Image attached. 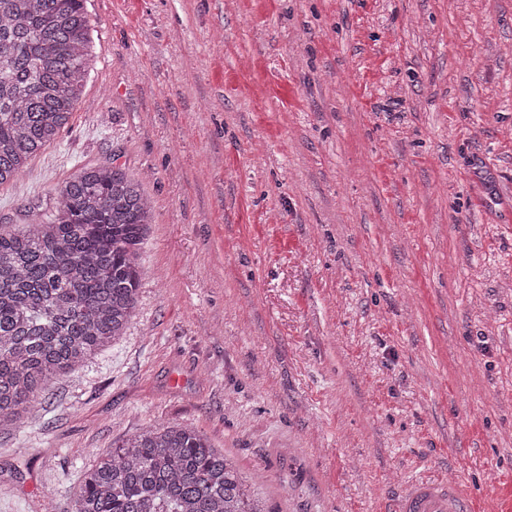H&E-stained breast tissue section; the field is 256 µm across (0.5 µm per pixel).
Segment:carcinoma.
<instances>
[{
  "label": "carcinoma",
  "mask_w": 512,
  "mask_h": 512,
  "mask_svg": "<svg viewBox=\"0 0 512 512\" xmlns=\"http://www.w3.org/2000/svg\"><path fill=\"white\" fill-rule=\"evenodd\" d=\"M85 0H0V186L69 123L88 74ZM153 218L119 166L83 169L38 224L0 229V427L32 415L53 379L83 367L135 315ZM75 512H263L194 427L154 426L100 453Z\"/></svg>",
  "instance_id": "1"
}]
</instances>
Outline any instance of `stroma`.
<instances>
[{"label": "stroma", "mask_w": 512, "mask_h": 512, "mask_svg": "<svg viewBox=\"0 0 512 512\" xmlns=\"http://www.w3.org/2000/svg\"><path fill=\"white\" fill-rule=\"evenodd\" d=\"M88 78L0 186L43 221L84 166L153 204L124 336L0 429V512L188 424L267 512L512 483V0H86Z\"/></svg>", "instance_id": "1"}]
</instances>
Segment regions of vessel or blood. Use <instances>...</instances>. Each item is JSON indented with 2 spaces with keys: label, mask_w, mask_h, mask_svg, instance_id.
Instances as JSON below:
<instances>
[{
  "label": "vessel or blood",
  "mask_w": 512,
  "mask_h": 512,
  "mask_svg": "<svg viewBox=\"0 0 512 512\" xmlns=\"http://www.w3.org/2000/svg\"><path fill=\"white\" fill-rule=\"evenodd\" d=\"M476 498L464 482H443L427 476L405 489L396 512H474Z\"/></svg>",
  "instance_id": "obj_1"
}]
</instances>
